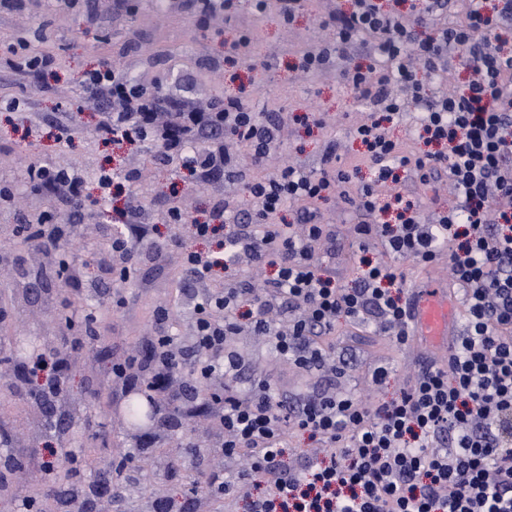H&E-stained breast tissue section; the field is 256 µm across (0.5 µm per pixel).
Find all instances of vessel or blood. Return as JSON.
Returning <instances> with one entry per match:
<instances>
[{"label": "vessel or blood", "instance_id": "vessel-or-blood-1", "mask_svg": "<svg viewBox=\"0 0 512 512\" xmlns=\"http://www.w3.org/2000/svg\"><path fill=\"white\" fill-rule=\"evenodd\" d=\"M459 300L454 292L430 279L418 281L414 289L411 336L414 342L448 344L457 334L455 312Z\"/></svg>", "mask_w": 512, "mask_h": 512}]
</instances>
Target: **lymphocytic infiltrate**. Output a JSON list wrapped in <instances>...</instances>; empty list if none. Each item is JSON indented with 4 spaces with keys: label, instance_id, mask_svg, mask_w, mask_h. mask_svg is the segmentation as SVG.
Listing matches in <instances>:
<instances>
[{
    "label": "lymphocytic infiltrate",
    "instance_id": "f902f5d3",
    "mask_svg": "<svg viewBox=\"0 0 512 512\" xmlns=\"http://www.w3.org/2000/svg\"><path fill=\"white\" fill-rule=\"evenodd\" d=\"M447 0H410L408 13L383 9L381 0H351L348 9L321 17L329 41L300 55V68L323 73L354 44L366 48V64L346 67L341 79L366 103L367 122L354 137L373 181L328 153L318 174L274 162L281 128L232 96L200 112L168 92L132 82L111 61L84 73L80 94L103 114V140L130 133L153 144V161L181 160L195 186L245 180L255 205L247 223L190 221L183 202L169 200V224L190 237L212 241L215 251L185 250L183 273L204 282L184 289L192 306L189 340L172 336L169 312L156 310L157 331L142 337L147 358L113 364L112 381L147 395L160 429L178 417H210L218 451L238 465L234 477L199 473L211 499L245 496L247 512H512V52L492 46L490 35L512 21V0H469L462 20L421 36ZM465 52L470 80L448 96L425 104L419 137L431 151L416 154L395 139L411 103H424L425 87L447 76L448 51ZM166 114L157 125V114ZM198 143L192 155L187 144ZM234 143L238 153L226 145ZM427 185L448 177L459 201L426 224L413 203L396 193L399 170ZM31 191L50 203L40 222L18 224L13 234L42 252L47 269L80 274L83 261L62 262L68 235L60 213L80 216L82 179L71 167L33 164ZM342 200L352 210L361 243L377 241L384 253L426 265L448 255V275L467 292L466 330L448 349L446 366L423 365L410 385L388 401L339 397L323 391L296 406L280 399L270 382L242 394L225 386L238 361L224 350L243 328L270 336L277 354L299 366L335 372L321 341L340 321L375 319L398 345L411 340L412 306L404 276L390 262L361 259L354 285L337 282L317 251L325 239L321 206ZM296 221L281 222L284 207ZM122 227L97 248L99 265L112 271L106 301L126 306V285L143 259L141 245L153 225L139 211L117 214ZM272 267L256 284L246 265ZM323 444L322 456L287 466L290 434Z\"/></svg>",
    "mask_w": 512,
    "mask_h": 512
}]
</instances>
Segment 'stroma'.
I'll return each mask as SVG.
<instances>
[{"instance_id":"1","label":"stroma","mask_w":512,"mask_h":512,"mask_svg":"<svg viewBox=\"0 0 512 512\" xmlns=\"http://www.w3.org/2000/svg\"><path fill=\"white\" fill-rule=\"evenodd\" d=\"M343 0H304L292 24H282L275 0H268L263 15L252 13L250 0H242L235 17L215 11L207 27H197L172 0H131L126 12L113 9V0H79L68 5L66 0H29L21 13H0V54L22 39L32 48L48 50L57 55L60 65L54 78L39 75H13L10 69L0 70V97H17L25 102L21 112H0V180L13 185L12 207L0 209V250L12 251L22 266H0V304L7 314L0 323V339L15 348H39L52 353L58 339L66 333L67 321L96 317L102 336L91 344L71 350L68 356L69 388L82 398L89 411L105 426L104 437L94 439L81 430H74L72 444L85 448L94 467L127 454L123 425L110 418L108 380L113 364L124 361L137 350L143 336L154 325V312L165 307L171 312L169 331L175 336H189L194 330L190 311L177 299L174 275L182 262V249L169 248L162 259L142 263L126 287L131 303L116 311L104 304L88 307L72 301L71 285L62 279L36 283L35 302H28L15 291L18 268L36 271L42 265L37 252L26 250L13 240L17 224H34L46 208L43 197L31 192L27 167L33 161L78 168L84 178L85 216L79 223L70 247L72 253L90 258L103 228L112 224L114 208L148 211L162 235H169L163 209L168 199L180 196L188 212L199 222L214 223V209L224 197L244 199V185L214 182L193 187L176 165L156 167L144 163L146 145L122 143L124 157L120 169L136 168L140 178L124 188L114 205L99 203L96 176L106 165L109 149L99 135L102 114L91 102H79L77 86L83 74L97 68L101 59L112 58L127 77L150 87L163 82L176 96L188 99L201 111L208 110L215 100L234 96L239 85L250 90L248 103L253 111L280 113L287 121L284 139L277 153L280 159L293 163L303 171L315 174L328 145L335 143L342 164L354 163L361 145L352 131L366 119L364 104L353 101L337 79L335 68L318 76L296 70L294 53L315 48L327 37L320 28V15L335 11ZM251 26L254 35L247 58L237 65H225L224 45L236 39L244 26ZM313 114V121L300 123L298 115ZM79 128L72 143L59 142V124ZM402 194L418 202L424 221H432L435 212L456 204L458 193L448 179L434 187L421 185L413 176H405ZM245 211H252L246 203ZM322 221L328 226L330 238L321 254L336 272L341 284L352 285L359 273V240L354 232L353 215L345 204L328 202L321 208ZM50 294L55 304L46 306L42 294ZM71 299L68 309H61L64 299ZM242 364L236 378L241 389L267 380L288 402H296L319 392L325 376L313 369H304L285 357L272 353L270 337L243 331L230 337L226 344ZM328 356L344 366V375L336 379L337 394L374 396L388 401L396 397L403 384L412 382L424 364H445L444 348H422L416 344L396 346L380 328L364 321L340 323L336 333L324 345ZM380 367L390 377L378 390H371L369 377ZM32 407L21 394L7 397L0 410V424L9 432V452L21 464L26 478L14 482L13 488L22 496L37 497L44 487L40 470L31 468V458L41 456L54 438L46 431H34Z\"/></svg>"}]
</instances>
